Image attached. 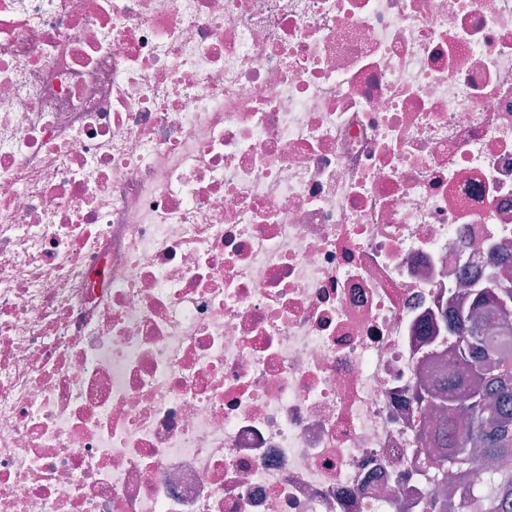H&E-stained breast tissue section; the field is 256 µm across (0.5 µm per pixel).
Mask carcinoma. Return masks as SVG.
<instances>
[{
    "label": "carcinoma",
    "mask_w": 512,
    "mask_h": 512,
    "mask_svg": "<svg viewBox=\"0 0 512 512\" xmlns=\"http://www.w3.org/2000/svg\"><path fill=\"white\" fill-rule=\"evenodd\" d=\"M448 336L445 355L456 372L448 387L430 384L440 419L418 439L437 449L431 465L442 477L482 462L492 479L479 494L455 486L446 500L430 494L419 512H512V470L495 468L512 458V280L475 283L468 304L448 317Z\"/></svg>",
    "instance_id": "cac0c4a2"
}]
</instances>
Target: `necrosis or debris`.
Here are the masks:
<instances>
[{
	"instance_id": "4bbe7bcc",
	"label": "necrosis or debris",
	"mask_w": 512,
	"mask_h": 512,
	"mask_svg": "<svg viewBox=\"0 0 512 512\" xmlns=\"http://www.w3.org/2000/svg\"><path fill=\"white\" fill-rule=\"evenodd\" d=\"M501 255L512 0H0V512H417Z\"/></svg>"
}]
</instances>
